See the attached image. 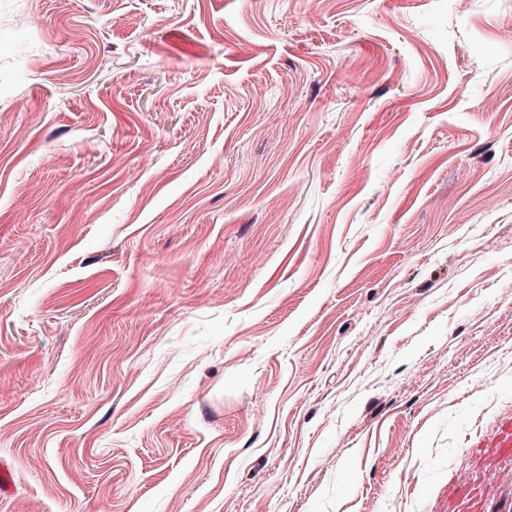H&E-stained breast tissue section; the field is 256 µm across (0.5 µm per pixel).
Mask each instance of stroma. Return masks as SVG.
I'll list each match as a JSON object with an SVG mask.
<instances>
[{
    "instance_id": "1",
    "label": "stroma",
    "mask_w": 512,
    "mask_h": 512,
    "mask_svg": "<svg viewBox=\"0 0 512 512\" xmlns=\"http://www.w3.org/2000/svg\"><path fill=\"white\" fill-rule=\"evenodd\" d=\"M509 418L512 0H0V512H512ZM476 447L498 456L512 458V419L491 431L480 432Z\"/></svg>"
}]
</instances>
